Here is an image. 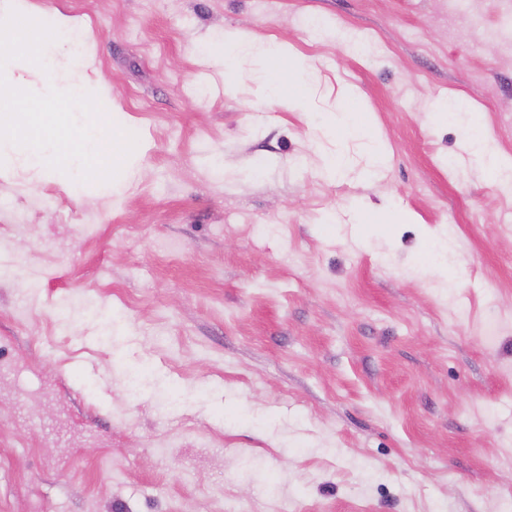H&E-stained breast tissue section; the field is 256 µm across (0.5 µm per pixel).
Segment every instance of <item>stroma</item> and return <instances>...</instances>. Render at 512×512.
<instances>
[{
  "instance_id": "stroma-1",
  "label": "stroma",
  "mask_w": 512,
  "mask_h": 512,
  "mask_svg": "<svg viewBox=\"0 0 512 512\" xmlns=\"http://www.w3.org/2000/svg\"><path fill=\"white\" fill-rule=\"evenodd\" d=\"M27 2L142 173L0 175V512H512V192L435 109L512 161V0ZM233 55L230 59H248L256 55L263 59L264 67L258 71V78L266 83H273V70L277 62V58L281 54L279 48L277 52L265 50L264 46H258L251 39L240 38L233 42Z\"/></svg>"
}]
</instances>
